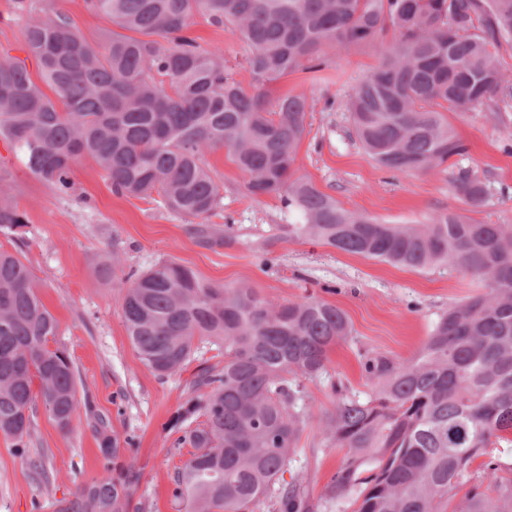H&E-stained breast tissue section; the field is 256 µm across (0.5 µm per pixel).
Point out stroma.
Wrapping results in <instances>:
<instances>
[{
	"mask_svg": "<svg viewBox=\"0 0 512 512\" xmlns=\"http://www.w3.org/2000/svg\"><path fill=\"white\" fill-rule=\"evenodd\" d=\"M67 14L92 44L112 31L109 17L90 9L86 0H46ZM29 14L22 0H0V56L26 59L24 27ZM191 33L204 48H222L234 79L253 84L247 47L203 15ZM319 72H296L271 83L278 96L305 89L311 103L296 167L316 186L349 210L388 224H424L438 212H459L465 203L454 186L466 170L485 184L487 202L474 217L488 224H512V100L499 111L484 108L449 113L448 124L469 147L467 155L429 173L379 169L351 134L345 103L352 87L380 63L372 48L325 52ZM207 163L221 186L223 206L206 220L221 236L205 243L191 224L161 202L113 195L95 162L74 167V189L58 194L32 175L20 152L0 139V175L19 210L23 226L0 231V249L17 254L32 267L40 296L59 321V344L76 370L78 396L90 400L94 414H79L69 432L38 415L31 451L42 455L52 474L50 486L38 480L27 458L16 454L0 435V512H54L57 500L103 470L101 437L95 418L105 420L107 435L117 440L118 460L135 462L142 478L133 505L146 512H180L172 497L186 454L171 448L182 427L179 415L196 370L159 378L140 359L127 336L118 277L104 276V253L121 260L123 270H145L174 260L219 284H249L274 303L315 296L340 308L352 335L329 354L326 372L298 377L301 406L310 420L289 457L285 480H298L314 512H353V496L332 500L328 485L343 454L325 438L321 418L337 402L334 383L366 397L370 387L362 370L365 357L381 354L397 360L415 357L434 323L449 306L480 292L479 279L449 267L417 271L340 252L288 237V211L274 197H249L245 177L225 149L207 153Z\"/></svg>",
	"mask_w": 512,
	"mask_h": 512,
	"instance_id": "1",
	"label": "stroma"
}]
</instances>
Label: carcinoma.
<instances>
[{
    "label": "carcinoma",
    "mask_w": 512,
    "mask_h": 512,
    "mask_svg": "<svg viewBox=\"0 0 512 512\" xmlns=\"http://www.w3.org/2000/svg\"><path fill=\"white\" fill-rule=\"evenodd\" d=\"M119 31L85 41L67 15L29 17L26 46L49 97L25 62L0 58V137L30 173L61 195L90 158L119 197L158 196L174 213L205 219L221 205L206 163L224 148L246 176L250 197H277L302 218L288 238L426 270L457 268L481 292L448 308L419 354L363 364L372 394L343 393L323 422L344 450L329 484L357 493L355 512H448L474 462L498 469L492 449L512 443V224L454 212L426 224H385L347 210L295 167L310 103L305 91L275 98L266 85L317 72L324 50L368 45L379 67L346 103L353 133L382 168L427 173L468 146L445 117L512 99L497 50L512 46V0H89ZM202 13L239 37L256 84L230 77L224 52L187 35ZM392 35L390 45L385 37ZM161 40H156V37ZM469 211L486 200L482 182L459 172ZM26 223L8 193L0 229ZM33 269L0 249V433L23 456L39 409L62 432L79 409L77 374L58 346L59 323L39 295ZM124 323L143 363L164 378L200 346L224 350V366L202 362L189 384L187 421L172 447L188 449L174 498L185 512H249L273 497L277 512H310L300 485H276L308 424L295 376L321 374L328 353L351 336L342 310L315 297L274 304L246 284L215 285L175 261L121 278ZM78 487L57 512H129L140 479L134 463L112 465ZM453 512H512V482L475 484Z\"/></svg>",
    "instance_id": "carcinoma-1"
}]
</instances>
